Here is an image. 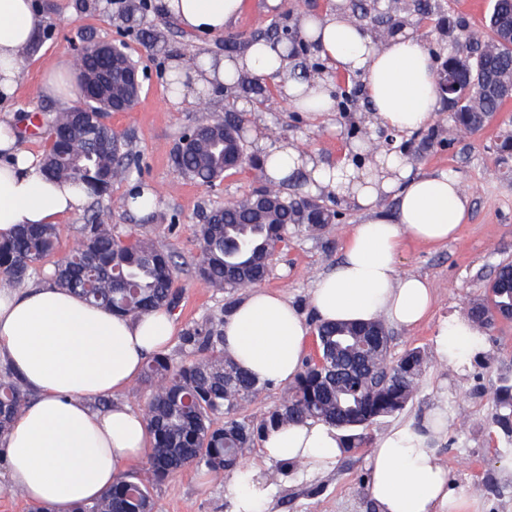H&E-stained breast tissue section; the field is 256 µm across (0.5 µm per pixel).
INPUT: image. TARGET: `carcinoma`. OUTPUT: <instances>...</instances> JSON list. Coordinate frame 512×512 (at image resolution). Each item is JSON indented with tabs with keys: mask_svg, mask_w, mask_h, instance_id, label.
Wrapping results in <instances>:
<instances>
[{
	"mask_svg": "<svg viewBox=\"0 0 512 512\" xmlns=\"http://www.w3.org/2000/svg\"><path fill=\"white\" fill-rule=\"evenodd\" d=\"M347 11L367 21L368 30L382 40L402 27V0H387L377 10L371 0H346ZM512 19V0H494L488 18L491 46L470 60L461 71L458 106L450 115L459 128L473 134L495 118L507 99L481 92V80L512 74V46L496 42L502 23ZM121 77L112 75V89L100 101H90L94 111L121 91ZM231 95H252L263 105L278 96L277 84L241 77ZM336 108L352 112L361 99V87H338ZM75 112L57 113L49 125L44 171L55 179L69 180L86 190L96 206L92 219L77 231L72 253L54 262L57 283L90 302L120 315L137 316L153 309L174 310L179 296L174 288L178 264L176 255L148 234L121 236L112 230L107 217L112 207L128 208L127 198H112V186L129 178L130 159L125 143L111 126L98 121L99 130L77 127ZM208 135L195 147L174 157L184 176L210 185L224 178V153H234L238 144L226 134L234 119L226 117L205 123ZM266 193L280 205L261 210L250 193L217 208L197 225L195 270L198 277L218 291L246 288L261 283L269 274V256L274 245L286 242L288 226L304 219V197H289L278 189ZM335 213L327 208L313 212V223L305 225L314 233L333 223ZM59 229L55 224L24 226L12 238L0 241V272L21 283L41 272L43 263L54 256ZM512 309V264H502L483 294L468 307L469 319L484 329L495 316ZM224 311L200 322L188 324L180 336L181 348L196 358L177 364L155 354L149 358L144 381L156 385L144 417L153 445L149 467L120 478L112 488L91 504L74 512H154L152 490L176 467L195 465L218 478L239 465L245 449L272 427L301 424L318 419L352 432L359 440L378 418L391 415L412 400L419 385L424 358L410 350L395 362L380 354L349 378L338 376L335 365L356 356V342L383 328L380 321L367 324H319L316 327L320 363L308 361L291 386L287 398L269 411L260 423L240 418L241 403L254 400L269 388L224 355ZM29 393L15 373L0 367V438L26 406ZM494 423L503 435L512 437V385L500 388L496 397Z\"/></svg>",
	"mask_w": 512,
	"mask_h": 512,
	"instance_id": "1",
	"label": "carcinoma"
}]
</instances>
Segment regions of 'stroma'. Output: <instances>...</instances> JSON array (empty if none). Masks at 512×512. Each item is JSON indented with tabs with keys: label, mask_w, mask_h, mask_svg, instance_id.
<instances>
[{
	"label": "stroma",
	"mask_w": 512,
	"mask_h": 512,
	"mask_svg": "<svg viewBox=\"0 0 512 512\" xmlns=\"http://www.w3.org/2000/svg\"><path fill=\"white\" fill-rule=\"evenodd\" d=\"M138 15L141 28L164 35L166 53L146 48L128 33L120 20L125 6L120 0H36L46 24L23 60V80L9 109L16 116H32L34 123L21 136L24 147L40 151L47 142L42 121L61 111V104L41 92L47 74L60 65L74 66L79 47L109 39L124 44L148 78L130 112H113L108 123L124 139L138 167L125 181L112 187L113 196L126 195L134 186L155 188L160 205L152 221L132 212L113 210L108 222L115 232L127 234L146 227L159 242L180 254L183 264L174 287L179 304L174 311L178 326L198 321L219 309H232L243 289L214 292L197 277L190 262L196 254V224L201 207L221 204L249 193L262 183L250 168L225 173L214 187L201 186L175 169L173 147L192 125L223 117V90H211L192 104L170 100L169 71L186 52L220 55L223 36L202 38L170 27L159 0ZM331 0H243L226 34L248 32L278 22L297 28L301 17L324 12ZM237 114L246 133L249 152L258 153L287 142L306 150L319 161L333 164L357 151L359 133L373 129L371 113L327 112L316 116L301 112L282 98L265 106L239 96ZM427 130L436 138L420 154L410 156L414 171H445L454 175L469 198V213L457 238L432 247L407 240L399 264L401 272L427 277L435 288L436 302L430 317L407 331L390 327V360L409 350L421 351L426 362L419 389L399 413L377 420L364 432L361 444L343 450L334 467L310 472L307 465L283 467L265 463L260 446L248 448L247 466L262 467L273 486L267 512H377L367 493L368 456L375 442L392 426H420L434 409H445L448 426L436 441L438 460L448 471L450 486L474 497L478 512H512V441L493 422L494 398L504 383L512 384V321L499 322L479 338L477 351L464 365L440 360L434 349L439 321L465 316L470 299L482 293L498 264L512 262V157L501 155L495 145L501 135L512 133V101L481 133L472 135L448 119L438 106ZM315 197L336 214L333 224L311 234L290 227L288 245L271 263L263 288L283 294L308 321L316 316L311 304L315 279L341 258V246L361 213L335 195L319 191ZM157 512H230L224 499L223 480L189 466L171 474L153 491Z\"/></svg>",
	"instance_id": "1"
}]
</instances>
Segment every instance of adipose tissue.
I'll use <instances>...</instances> for the list:
<instances>
[{
	"mask_svg": "<svg viewBox=\"0 0 512 512\" xmlns=\"http://www.w3.org/2000/svg\"><path fill=\"white\" fill-rule=\"evenodd\" d=\"M242 0H161L164 12L188 32L224 33ZM45 19L33 0H0V101L22 78L24 53ZM301 30L331 69L363 77L376 126L397 135L427 124L438 106L431 53L417 37L399 34L374 42L339 8L303 16ZM282 47L260 40L236 57L203 55L202 65L182 84L173 103L193 101L203 89L233 85L244 74L279 84L284 98L305 112L336 109L328 80L301 82L287 75ZM265 172L284 184L298 171L313 187L347 198L364 218L354 225L339 263L312 288V306L323 322L378 318L411 329L434 305L430 282L403 275L398 263L412 238L439 245L454 239L464 224L469 200L458 180L441 171L412 174L405 158L381 153L363 172L346 162L327 167L288 144L263 155ZM40 154L25 149L15 117L0 118V239L22 224H58L84 210L86 194L47 179ZM395 194L394 215L379 202ZM176 331L173 313L160 309L145 317L121 316L90 305L46 276L13 286L0 280V364L9 366L34 392L10 433L0 438V472L9 486L24 491L44 512H73L96 500L122 475L125 465L151 446L143 415L117 401L140 373L147 357L167 346ZM312 334L287 297L249 289L224 319V352L260 380L284 383L301 370ZM477 330L451 318L434 338L439 359L463 361L476 348ZM445 427L435 411L422 428L392 427L369 456V493L378 512H474L475 502L448 487V473L431 446ZM344 440L331 425L307 421L282 425L261 437L266 461L300 462L314 471L333 466ZM271 488L253 466L224 482L231 512H266Z\"/></svg>",
	"mask_w": 512,
	"mask_h": 512,
	"instance_id": "adipose-tissue-1",
	"label": "adipose tissue"
}]
</instances>
